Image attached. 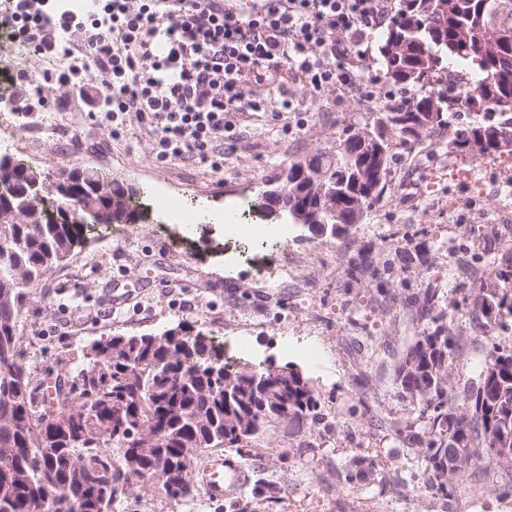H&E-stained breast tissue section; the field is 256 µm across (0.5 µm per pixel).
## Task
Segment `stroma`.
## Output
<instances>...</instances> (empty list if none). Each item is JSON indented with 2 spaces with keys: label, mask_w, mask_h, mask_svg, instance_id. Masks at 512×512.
<instances>
[{
  "label": "stroma",
  "mask_w": 512,
  "mask_h": 512,
  "mask_svg": "<svg viewBox=\"0 0 512 512\" xmlns=\"http://www.w3.org/2000/svg\"><path fill=\"white\" fill-rule=\"evenodd\" d=\"M34 42L24 45L23 68L29 81L12 82L0 75V91L26 104L41 101V114L54 123L79 129L81 143L55 149L52 163L28 158L29 166L47 172L67 164L119 178L137 191L140 201L130 224H97L85 233L38 288L31 291L18 322L20 348L27 370L47 382L62 364L82 358L92 339L117 333H159L177 326L206 337L232 364L250 370L292 368L300 373L320 402L329 422L317 461L304 465L283 458L294 440L281 426L269 427L250 442L247 452L225 450V457L248 463L280 485L276 503H267L259 487L248 485L253 512H336L343 499L382 502L386 512H448L450 498L425 483L426 461L418 445H404L394 467L409 497L395 495L388 484L357 491L347 482L344 464L376 445L384 428L412 414L414 406L397 394L390 356L414 335L402 302L390 310L377 307L383 293L399 287L416 291L433 277H446L448 255L439 253L434 271L414 265L407 284L392 277L400 265L398 247L433 239H457L465 212L449 218L448 209L479 197L485 213L512 209V195L491 177L497 157H472L470 182L449 181L438 164L446 156L447 133L422 143L397 147L392 183L364 216L356 233L338 239L317 236L293 225L283 250L308 258L311 277L285 283H255V268L265 256L232 261L236 247L224 236L222 215L252 201L295 158L330 147L344 126L372 122L385 103L382 82L374 97L359 98L343 90L320 94L289 81L293 100L304 111L273 116L250 112L240 116L236 138L224 148L220 169L194 160L161 161L154 140L134 114L111 119L99 109L94 91L79 93L65 80V68L45 70ZM180 192L200 214L194 230L171 222L157 206L160 194ZM377 257L375 275L351 278L359 251ZM321 344L318 360L305 359L294 346L309 339ZM246 344L239 355L237 344Z\"/></svg>",
  "instance_id": "obj_1"
}]
</instances>
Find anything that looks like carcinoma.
I'll return each mask as SVG.
<instances>
[{"label": "carcinoma", "mask_w": 512, "mask_h": 512, "mask_svg": "<svg viewBox=\"0 0 512 512\" xmlns=\"http://www.w3.org/2000/svg\"><path fill=\"white\" fill-rule=\"evenodd\" d=\"M500 31L489 49L490 28ZM382 79L391 90L420 89L406 103L393 100L368 127L384 151L376 166L378 189L358 183L368 157L347 128L321 152L325 184L336 188L339 216L321 212L330 233L345 237L386 192L396 141H418L451 128L460 108L473 120L453 131L448 152L462 155L478 125L512 132V112L496 102L512 97V0H397L376 45ZM464 61L481 75L459 98L448 90V60ZM72 188L93 197L70 214V200L53 188L50 174L0 154V188L9 209L0 211V512H109L131 496L155 488L172 498L195 494L190 448L247 452L267 427L285 422L301 430L323 420L319 401L290 369L267 375L262 392L253 371H231L221 355L182 328L160 333L102 337L81 366H66L78 380L68 395L53 398L17 360L18 320L31 290L82 241L81 227L127 221L131 192L116 179L88 169L70 170ZM21 184L11 195L9 182ZM360 202L359 214L351 204ZM341 218L343 226L336 225ZM495 224L469 225L468 241L447 249L444 241L403 248L398 276L416 262L430 267L431 253L461 254L464 277L455 291L481 325L466 333L457 325L460 305L443 301L439 279L407 295V314L425 323L393 355L398 395L418 410L392 426L398 444L425 446L428 479L452 494L459 481L493 471L496 488L512 492V337L492 333V317H512V249L490 251ZM379 460L357 455L346 464L360 481L378 475Z\"/></svg>", "instance_id": "1"}]
</instances>
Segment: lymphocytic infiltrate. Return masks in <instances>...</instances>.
<instances>
[{
	"instance_id": "lymphocytic-infiltrate-1",
	"label": "lymphocytic infiltrate",
	"mask_w": 512,
	"mask_h": 512,
	"mask_svg": "<svg viewBox=\"0 0 512 512\" xmlns=\"http://www.w3.org/2000/svg\"><path fill=\"white\" fill-rule=\"evenodd\" d=\"M48 2L13 0L10 24L49 52L54 29L70 34L74 86L86 89L94 73L105 74V111L148 125L159 158L216 168L235 137L234 113L292 110L284 84L266 97L251 90L268 73L291 74L316 94L367 95L354 50L394 10L393 0H274L268 11L236 19L215 0H101L87 22L47 12Z\"/></svg>"
}]
</instances>
